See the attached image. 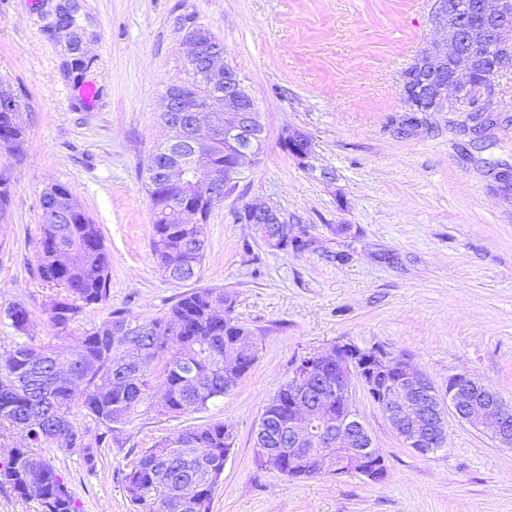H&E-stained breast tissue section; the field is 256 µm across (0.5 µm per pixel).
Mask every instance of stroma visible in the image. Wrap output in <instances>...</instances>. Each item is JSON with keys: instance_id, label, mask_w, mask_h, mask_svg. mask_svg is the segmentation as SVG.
Returning a JSON list of instances; mask_svg holds the SVG:
<instances>
[{"instance_id": "stroma-1", "label": "stroma", "mask_w": 512, "mask_h": 512, "mask_svg": "<svg viewBox=\"0 0 512 512\" xmlns=\"http://www.w3.org/2000/svg\"><path fill=\"white\" fill-rule=\"evenodd\" d=\"M92 64L68 67L59 12ZM432 0H0V80L20 97L24 153L0 151L13 188L0 220V310L19 302L32 334L51 330L53 293L37 275L41 195L69 186L98 224L110 255L108 304L81 312L77 329L112 309L160 316L188 286L169 280L152 252L145 166L171 137L158 112L166 87L187 80L182 42L202 25L249 88L266 128L238 188L207 224L201 287L236 295L235 314L258 343L253 368L208 410L178 419L137 417L123 445L54 463L79 512H132L121 480L130 451L187 425L224 422L235 442L213 512H512V450L455 418L447 441L422 456L406 448L366 390L356 407L384 457L379 482L321 475L292 480L255 461L254 434L275 392L303 357L350 342L377 345L426 373L439 393L468 373L512 403V199L492 164L512 165V80L495 85L482 150L464 112H405L400 78L430 33ZM97 92L88 98L86 85ZM307 134L311 166L280 147ZM331 172L332 181L322 178ZM252 202L299 217L316 239L301 255L269 251L236 211ZM351 227L350 239L332 234ZM350 249L349 262L327 260Z\"/></svg>"}]
</instances>
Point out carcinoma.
I'll return each instance as SVG.
<instances>
[{"mask_svg":"<svg viewBox=\"0 0 512 512\" xmlns=\"http://www.w3.org/2000/svg\"><path fill=\"white\" fill-rule=\"evenodd\" d=\"M18 113L0 109V149L23 154L25 135ZM173 145H163L151 156L149 167L163 170ZM153 212V248L164 276L178 282L194 280L204 258L207 222L213 208L224 200V189L197 187L192 203L195 221L181 224L164 210L171 191L164 182L148 186ZM11 200L10 176L0 171V218ZM40 236L37 240L41 281L59 289L44 306L53 332L47 342L29 335L30 311L13 303L0 311L28 340L0 352V447L8 449L0 461V488L24 500H34L41 512H78L71 488L53 464L52 454L79 452L94 465L98 448L120 440L124 428L137 417L155 413L168 419L204 412L231 388L225 364L229 346L244 342L252 354L243 356L244 376L257 360L252 333L225 307L231 293L224 288H192L163 315L131 321L112 311L99 325L84 332L73 349L69 336L84 307L110 300L111 268L102 234L62 183H51L41 197ZM315 245L312 236L291 240L283 251L295 255ZM291 383L269 400L259 425L263 447L283 448L288 421ZM85 411L101 433L94 440L78 428L73 410ZM234 440L228 424L190 426L162 437L150 448L134 454L122 480L134 512H185L180 508L191 496L192 512H212L213 498L224 474V457ZM212 471L199 477L195 488L182 482L199 460ZM269 470L289 478L312 477L319 471L274 463Z\"/></svg>","mask_w":512,"mask_h":512,"instance_id":"cac0c4a2","label":"carcinoma"}]
</instances>
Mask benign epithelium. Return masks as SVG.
I'll use <instances>...</instances> for the list:
<instances>
[{
  "instance_id": "7a95c632",
  "label": "benign epithelium",
  "mask_w": 512,
  "mask_h": 512,
  "mask_svg": "<svg viewBox=\"0 0 512 512\" xmlns=\"http://www.w3.org/2000/svg\"><path fill=\"white\" fill-rule=\"evenodd\" d=\"M477 8L478 20L472 21L471 6L466 0H456L451 6L436 0L429 14L430 37L423 43L417 60L423 85L436 100L448 98L450 90L457 93L469 87L476 72L488 70L493 76L512 69V0H496L493 7L488 6V0H480ZM204 31V27L187 31L183 39L186 56L193 65L204 59L206 77L224 85V94L202 100L189 80L167 87L160 98L161 111L182 115L171 125L170 141L190 149L185 155L173 156L165 171L181 194L194 192L203 178H222L224 186L232 185L241 177L245 160L256 154L265 133L261 113L247 107L253 100L248 87L231 65L219 64L223 47L213 42L203 49L199 33ZM488 41L498 47V54L487 56L477 50L478 45ZM281 143L288 146L289 154L301 165H309L314 158L312 141L303 140L296 131L285 130ZM220 146L224 147V154L232 156L222 175L201 167L203 155ZM238 223L255 225L266 241L281 247L307 231L298 218L269 203L241 210ZM370 353V371L363 373L352 362H343L336 383L325 386L311 402L302 398L308 390L311 361L335 360L336 349L332 347L312 355L308 362H299L291 378L297 398L290 402L288 411L290 443L286 448L264 450L262 460L286 458L292 466L307 465L331 475L356 474L378 480L375 466L381 454L368 427L357 416L354 389L358 385L372 393L375 404L405 447L422 456L444 444L449 414L488 434L496 447H512V405L495 391L462 373L448 379V393L442 397L428 376L406 359L378 347L371 348ZM335 399L342 400L343 409L333 420L324 408ZM424 407L427 423L419 428L414 422ZM318 431L330 433V447H309Z\"/></svg>"
}]
</instances>
